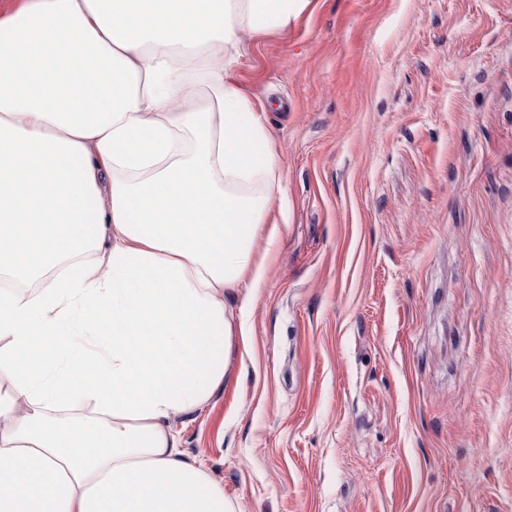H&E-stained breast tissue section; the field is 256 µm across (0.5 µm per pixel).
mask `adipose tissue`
I'll return each instance as SVG.
<instances>
[{"mask_svg":"<svg viewBox=\"0 0 512 512\" xmlns=\"http://www.w3.org/2000/svg\"><path fill=\"white\" fill-rule=\"evenodd\" d=\"M311 0H17L0 12V512H237L174 419L230 379L285 227L242 38Z\"/></svg>","mask_w":512,"mask_h":512,"instance_id":"ef3b65f1","label":"adipose tissue"}]
</instances>
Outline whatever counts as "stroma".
<instances>
[{
	"label": "stroma",
	"mask_w": 512,
	"mask_h": 512,
	"mask_svg": "<svg viewBox=\"0 0 512 512\" xmlns=\"http://www.w3.org/2000/svg\"><path fill=\"white\" fill-rule=\"evenodd\" d=\"M235 75L288 229L182 447L239 512H512V0H313Z\"/></svg>",
	"instance_id": "1"
}]
</instances>
